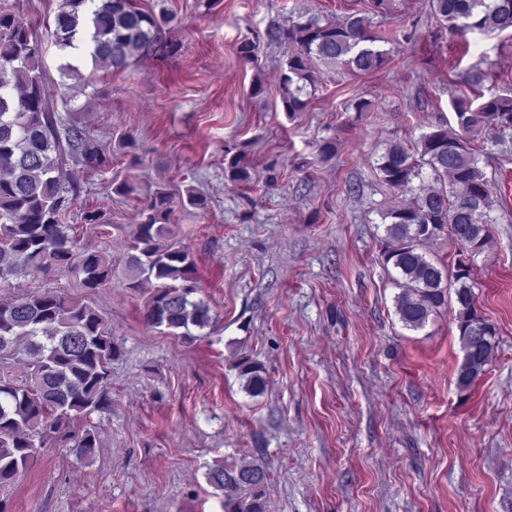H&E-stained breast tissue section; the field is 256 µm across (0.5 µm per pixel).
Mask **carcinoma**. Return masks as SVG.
I'll return each mask as SVG.
<instances>
[{"mask_svg": "<svg viewBox=\"0 0 512 512\" xmlns=\"http://www.w3.org/2000/svg\"><path fill=\"white\" fill-rule=\"evenodd\" d=\"M432 3L456 32L512 30V0ZM170 20L136 0H60L55 43L68 56L90 58L95 68L123 71L135 57L168 51L160 35ZM267 37L294 47L278 75L281 106L290 116L308 107L316 63L373 72L388 61V53L374 46L371 17L364 13L336 22L301 12L288 26L269 29ZM41 56L29 24L0 9V288L69 273L95 291L112 278V257L82 248L74 228L63 223L77 195L69 194L60 170L66 153L99 172L110 159L85 129L63 130L47 111ZM489 76L476 70L473 96L452 100L456 128L437 125L411 145L392 143L376 165L385 184L413 195L381 213L384 263L398 273L396 314L405 328L419 330L440 309L451 308L464 353L457 373L463 390L486 373L499 347L496 325L476 305L473 268L464 266L490 247L493 223L476 136L512 130V93L484 94ZM423 165L430 167L433 183L415 187ZM225 173L234 182L250 180L246 153L232 155ZM172 214L173 198L163 189L143 202L125 273L134 289L157 282L144 304L147 322L192 340L191 329L211 326L213 316L203 299L191 298L195 262L174 241ZM445 232L458 244L452 274L441 258L425 251ZM121 355L101 315L60 292L30 291L0 302L1 490L21 480L43 448H66L80 460L93 459L99 442L90 418L110 405L112 363ZM241 372L246 392L261 395L263 368L245 362ZM206 480L225 493L223 512H267L270 474L258 460L216 464Z\"/></svg>", "mask_w": 512, "mask_h": 512, "instance_id": "obj_1", "label": "carcinoma"}]
</instances>
